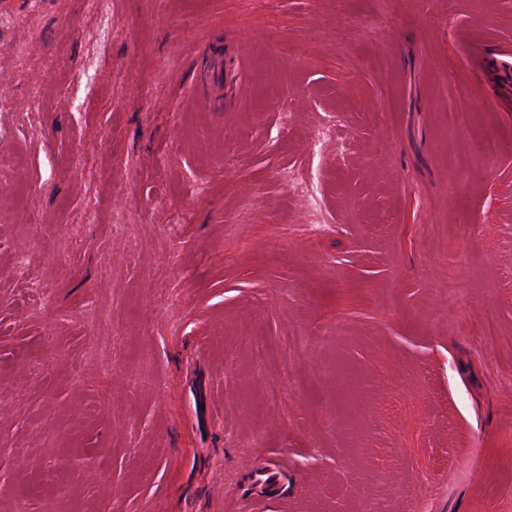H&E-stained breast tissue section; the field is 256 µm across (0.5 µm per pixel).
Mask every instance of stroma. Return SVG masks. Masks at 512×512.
Segmentation results:
<instances>
[{"mask_svg": "<svg viewBox=\"0 0 512 512\" xmlns=\"http://www.w3.org/2000/svg\"><path fill=\"white\" fill-rule=\"evenodd\" d=\"M106 2L0 0V512H512V0Z\"/></svg>", "mask_w": 512, "mask_h": 512, "instance_id": "35a3bbf8", "label": "stroma"}]
</instances>
